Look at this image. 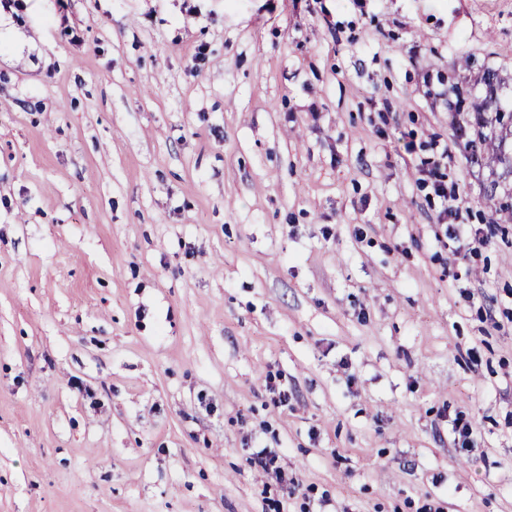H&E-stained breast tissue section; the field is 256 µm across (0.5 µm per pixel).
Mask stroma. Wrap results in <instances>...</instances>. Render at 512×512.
<instances>
[{"instance_id":"1","label":"stroma","mask_w":512,"mask_h":512,"mask_svg":"<svg viewBox=\"0 0 512 512\" xmlns=\"http://www.w3.org/2000/svg\"><path fill=\"white\" fill-rule=\"evenodd\" d=\"M468 57L512 95V0H0V512H512ZM419 172L429 178H420L424 185L427 186L429 184V180H433L431 182L433 192L435 196L441 199V204L443 206L439 215L440 220H444L445 217L448 218V211L449 213H452L454 210H458L461 204H464V198L459 194L457 188L453 189L450 195V201L453 203L448 206V185L445 184V175L440 172V167L438 165L427 168L423 167Z\"/></svg>"}]
</instances>
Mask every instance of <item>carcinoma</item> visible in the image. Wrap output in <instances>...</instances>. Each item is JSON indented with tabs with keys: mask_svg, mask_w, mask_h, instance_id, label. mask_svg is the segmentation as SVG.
<instances>
[{
	"mask_svg": "<svg viewBox=\"0 0 512 512\" xmlns=\"http://www.w3.org/2000/svg\"><path fill=\"white\" fill-rule=\"evenodd\" d=\"M504 85L497 72L485 68L467 87L448 85V106L457 114L466 113L463 120L456 122L457 139L472 162L489 168L493 176L489 198L497 200L499 212L511 220L512 187L497 193L512 174V138L501 135L505 125L512 126V103L502 99L501 94Z\"/></svg>",
	"mask_w": 512,
	"mask_h": 512,
	"instance_id": "cac0c4a2",
	"label": "carcinoma"
}]
</instances>
